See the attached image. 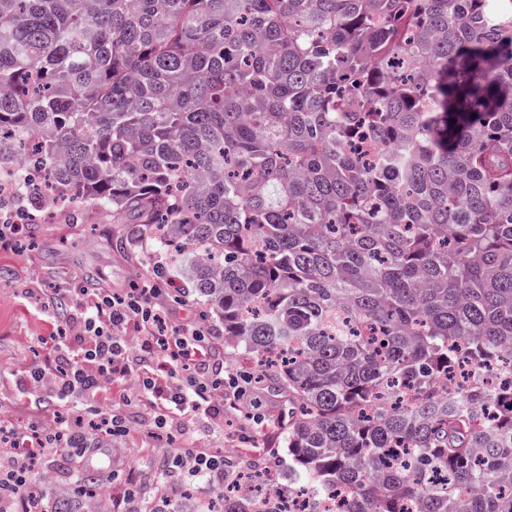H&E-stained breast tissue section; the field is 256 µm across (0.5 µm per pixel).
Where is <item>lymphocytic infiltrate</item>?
<instances>
[{"label": "lymphocytic infiltrate", "mask_w": 512, "mask_h": 512, "mask_svg": "<svg viewBox=\"0 0 512 512\" xmlns=\"http://www.w3.org/2000/svg\"><path fill=\"white\" fill-rule=\"evenodd\" d=\"M159 286L133 288L123 293L108 289H80L76 317L85 334L77 346H69L57 332L45 342L44 361L30 376L51 380L59 399L70 401L78 393L99 396L94 414L98 429L108 437H126L130 430L111 402L118 385L134 375L142 383L143 406L153 412L157 428H166L186 408H206L223 413L225 403L245 401L241 373H225L214 359L209 332L198 324L166 321L158 307L167 298ZM134 327L140 334L138 355H130L123 332ZM0 446L11 448L9 460L0 461V504L12 503L19 512H37L39 481L33 471L41 456L67 448L74 461L95 454L100 446L79 426L60 422L39 429L22 428L0 420ZM173 469L186 480L199 476L224 477L222 456L188 448L169 455Z\"/></svg>", "instance_id": "obj_1"}]
</instances>
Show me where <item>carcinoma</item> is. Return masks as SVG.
I'll return each instance as SVG.
<instances>
[{
	"mask_svg": "<svg viewBox=\"0 0 512 512\" xmlns=\"http://www.w3.org/2000/svg\"><path fill=\"white\" fill-rule=\"evenodd\" d=\"M23 159L253 359L313 512H512V387L438 385L512 352V0H0Z\"/></svg>",
	"mask_w": 512,
	"mask_h": 512,
	"instance_id": "1",
	"label": "carcinoma"
}]
</instances>
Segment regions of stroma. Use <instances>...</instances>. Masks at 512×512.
Segmentation results:
<instances>
[{
    "instance_id": "stroma-1",
    "label": "stroma",
    "mask_w": 512,
    "mask_h": 512,
    "mask_svg": "<svg viewBox=\"0 0 512 512\" xmlns=\"http://www.w3.org/2000/svg\"><path fill=\"white\" fill-rule=\"evenodd\" d=\"M126 232L113 223L110 211L81 202L68 211L42 217L23 230L25 248L0 253V420L20 427L42 426L55 419H74L77 409L95 405L92 395L75 397L64 406L46 387L27 374L30 366L43 360L42 341L53 328L63 329L69 339L82 330L74 325L71 299L85 287L86 275H95L100 287L114 291L143 286L152 279L159 256L147 240L116 246ZM138 387H126L123 407L130 424L129 436L100 437L101 449L84 465L96 477L115 471L109 491L126 483L141 490L136 512H153L160 505L170 512H198L222 497L226 487L217 480L201 478L186 483L178 476L163 477V460L170 448H203L223 455L237 469L264 470L276 467L288 472V451L283 444V427L277 404L259 399L263 422L249 418L246 411L228 410L220 428H213L210 416L191 413L173 422L169 435L158 434L153 415L138 401ZM262 445L259 461L244 457L241 436ZM34 469L43 488V512H72V500L61 497L74 487L73 472L65 451L38 459Z\"/></svg>"
}]
</instances>
